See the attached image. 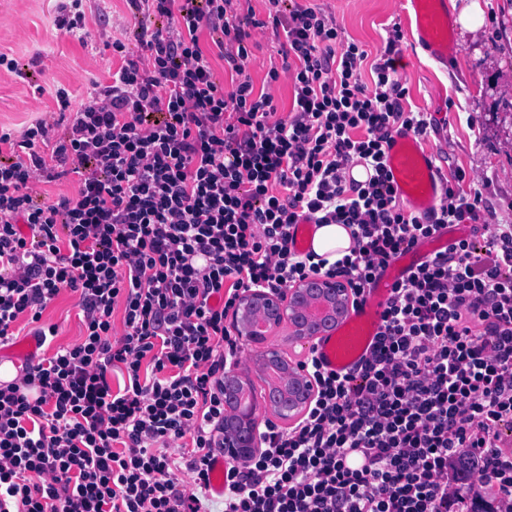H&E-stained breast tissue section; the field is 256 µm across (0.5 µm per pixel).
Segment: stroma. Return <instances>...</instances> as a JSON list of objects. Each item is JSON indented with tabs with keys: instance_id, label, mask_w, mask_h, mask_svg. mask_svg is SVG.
<instances>
[{
	"instance_id": "obj_1",
	"label": "stroma",
	"mask_w": 512,
	"mask_h": 512,
	"mask_svg": "<svg viewBox=\"0 0 512 512\" xmlns=\"http://www.w3.org/2000/svg\"><path fill=\"white\" fill-rule=\"evenodd\" d=\"M310 2L335 19L343 41L358 43L372 60L383 55L392 26L408 25L404 0ZM478 2L486 17L484 35L458 47L447 63L432 59L407 36L395 57L407 90L404 106L426 113L430 127L425 143L445 177L464 172L465 185L482 192L478 215L468 223L477 239L485 226L512 225V53H503L497 39L503 28L512 29L507 11L512 0ZM84 10L91 21L109 16V33L134 43L141 15L132 0H84ZM251 34L245 72L256 89L271 90L279 112L288 113L291 73L282 71L277 83H266L268 71L281 64L278 41L268 28L252 29ZM0 51L30 68L23 77L0 71V126L17 133L56 111L58 88L68 89L73 106H80L92 81L109 82L122 64L99 40L84 45L57 30L53 0H0ZM43 320L57 325L58 334L38 349V357H51L83 334L82 315L69 292L46 308Z\"/></svg>"
}]
</instances>
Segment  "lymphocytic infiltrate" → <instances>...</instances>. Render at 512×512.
<instances>
[{
    "instance_id": "obj_1",
    "label": "lymphocytic infiltrate",
    "mask_w": 512,
    "mask_h": 512,
    "mask_svg": "<svg viewBox=\"0 0 512 512\" xmlns=\"http://www.w3.org/2000/svg\"><path fill=\"white\" fill-rule=\"evenodd\" d=\"M138 2L133 53L108 40L106 21L88 22L83 0H57V29L99 36L123 63L79 108L61 88L54 121L18 137L0 129V345L21 319L37 345L56 336L42 316L65 290L84 326L79 343L27 358L0 387V512H206L224 450V371L242 353L224 325L239 296L324 275L363 302L390 260L482 204L450 182L420 216L392 183L393 133L429 128L403 106L400 28L367 84V51L301 0H268L264 21L230 14L231 0ZM266 23L284 34L268 83L293 75L285 116L242 68L251 29ZM204 30L231 82L204 54ZM57 127L62 138L41 153ZM356 163L370 167L367 181L348 180ZM34 173L75 176V192L33 194ZM303 220L344 225L347 255L329 265L297 253L291 229ZM302 367L313 402L291 428L266 422L262 450L228 463L224 512H449L477 482L512 512L511 224L481 244L455 239L395 283L354 370L325 371L311 354ZM182 466L192 490L178 482Z\"/></svg>"
}]
</instances>
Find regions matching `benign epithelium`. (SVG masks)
Returning <instances> with one entry per match:
<instances>
[{
	"label": "benign epithelium",
	"instance_id": "obj_1",
	"mask_svg": "<svg viewBox=\"0 0 512 512\" xmlns=\"http://www.w3.org/2000/svg\"><path fill=\"white\" fill-rule=\"evenodd\" d=\"M350 306L351 297L344 282L311 277L280 294L260 288L247 291L238 299L231 314V328L239 340L262 344L266 337L252 330L258 321H267L274 328L286 322L290 335L299 342L334 328ZM281 374L282 383L273 390L269 409L277 417L288 419L302 413L313 398L315 388L297 362H287ZM223 385L224 455L232 461L245 463L257 453V446L253 444L256 407H244L237 402L227 373Z\"/></svg>",
	"mask_w": 512,
	"mask_h": 512
}]
</instances>
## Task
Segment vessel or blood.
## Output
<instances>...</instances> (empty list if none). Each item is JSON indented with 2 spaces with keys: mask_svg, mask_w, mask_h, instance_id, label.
I'll return each instance as SVG.
<instances>
[{
  "mask_svg": "<svg viewBox=\"0 0 512 512\" xmlns=\"http://www.w3.org/2000/svg\"><path fill=\"white\" fill-rule=\"evenodd\" d=\"M405 3L416 44L431 57L447 60L455 49L447 0H405ZM386 165L401 198L411 211L426 215L435 209L445 182L435 153L422 138L406 130L394 133L386 150ZM452 238L450 229H441L431 238L429 246H416L388 264L368 292L365 302L350 308L334 329L318 339L316 355L327 370L348 372L367 355L382 327L383 310L392 285L447 246Z\"/></svg>",
  "mask_w": 512,
  "mask_h": 512,
  "instance_id": "1",
  "label": "vessel or blood"
}]
</instances>
